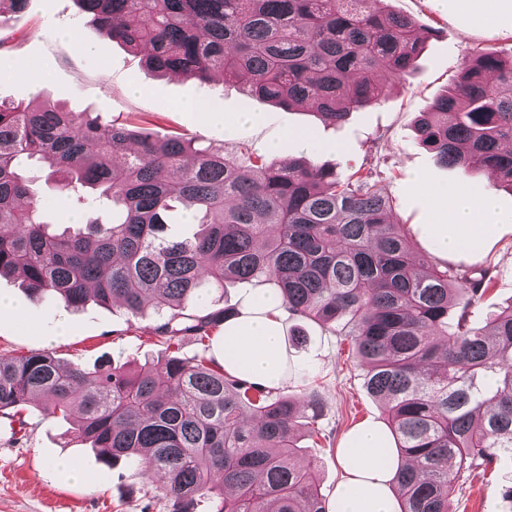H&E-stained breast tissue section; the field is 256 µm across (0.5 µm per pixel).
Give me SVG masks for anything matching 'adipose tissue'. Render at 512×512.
Masks as SVG:
<instances>
[{"instance_id":"1","label":"adipose tissue","mask_w":512,"mask_h":512,"mask_svg":"<svg viewBox=\"0 0 512 512\" xmlns=\"http://www.w3.org/2000/svg\"><path fill=\"white\" fill-rule=\"evenodd\" d=\"M448 6L488 30L512 20V0H448ZM432 192L447 204L439 223L422 228L434 253L480 250L501 224L512 222V213L501 211L492 195L474 197L458 186H436ZM286 351L279 293L250 292L240 315L224 324L225 372L280 387L288 380ZM337 454L342 475L329 512H398L391 479L399 457L387 427L368 423L351 430Z\"/></svg>"}]
</instances>
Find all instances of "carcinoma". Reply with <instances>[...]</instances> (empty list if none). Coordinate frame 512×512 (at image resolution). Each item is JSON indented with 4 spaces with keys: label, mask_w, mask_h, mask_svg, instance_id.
<instances>
[{
    "label": "carcinoma",
    "mask_w": 512,
    "mask_h": 512,
    "mask_svg": "<svg viewBox=\"0 0 512 512\" xmlns=\"http://www.w3.org/2000/svg\"><path fill=\"white\" fill-rule=\"evenodd\" d=\"M159 73L235 80L282 107L311 104L326 125L406 80L424 28L383 0H77ZM421 144L444 165L512 187V57L478 47L454 89L422 112ZM25 161L48 166L59 191L98 194L107 211L86 230L56 232ZM199 230L167 235L175 204ZM372 169L345 179L302 160L239 159L178 135L91 112L0 104V276L32 297L79 306L92 297L133 316L153 301L151 367H64L48 351L0 355V412L44 401V415L81 412L95 453L158 474L171 512H328L302 434H319V401L190 359L240 314L188 312L204 288L277 289L286 319L350 338L364 386L383 404L407 462L392 483L399 512H453L460 477L512 460V304L477 320L490 269L418 256Z\"/></svg>",
    "instance_id": "obj_1"
}]
</instances>
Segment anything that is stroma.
I'll use <instances>...</instances> for the list:
<instances>
[{
	"instance_id": "35a3bbf8",
	"label": "stroma",
	"mask_w": 512,
	"mask_h": 512,
	"mask_svg": "<svg viewBox=\"0 0 512 512\" xmlns=\"http://www.w3.org/2000/svg\"><path fill=\"white\" fill-rule=\"evenodd\" d=\"M387 9L424 25L428 36L413 74L396 84L378 104L350 113L331 126L312 109L283 108L247 96L238 85L219 79L207 82L158 76L144 65L142 54L112 41L84 14L75 0H28L24 11L7 16L0 29V57L27 65L29 74H0V102L31 106L55 105L71 112H102L113 120L160 135H180L236 153L238 147L276 161L301 158L333 168L346 177L359 167L373 168L378 186L393 203L391 218L404 225L413 251L431 253L421 227L436 221L437 201L429 192L436 184L464 185L472 195L494 191L500 205L512 210V191L493 187L487 176H463L440 164L417 137L420 113L445 94L458 67L479 45H492L512 55V26L495 30L469 27L443 0H386ZM94 44L96 54H81L76 41ZM189 100L219 106L225 115L261 113L260 125L244 127L225 138L220 124L185 109ZM287 130L307 131L321 143L309 153L297 142L276 153L267 145ZM448 263L489 267L492 283L479 315L488 318L512 302V223L497 232L477 253L449 254ZM0 295L22 300V319L0 315V354L47 350L62 366L93 367L101 361L122 365L155 362L160 348L151 333L156 323L152 308L131 316L118 306L87 301L79 307L51 304L25 296L18 279L0 277ZM66 317L68 333L57 336L56 320ZM309 339L293 349L297 371L282 393L306 402L317 394L323 408L318 441L301 440L302 463L316 467L322 494L333 497L341 473L336 450L356 425L380 422V403L364 387L365 366L344 337L307 326ZM25 436H0V512H170L154 484L124 464L105 465L76 433L77 415L49 418L37 406L26 416ZM75 462L79 479H61L50 461ZM512 480V461L501 460L494 471L471 474L465 492L456 498L457 512H503L502 484Z\"/></svg>"
}]
</instances>
